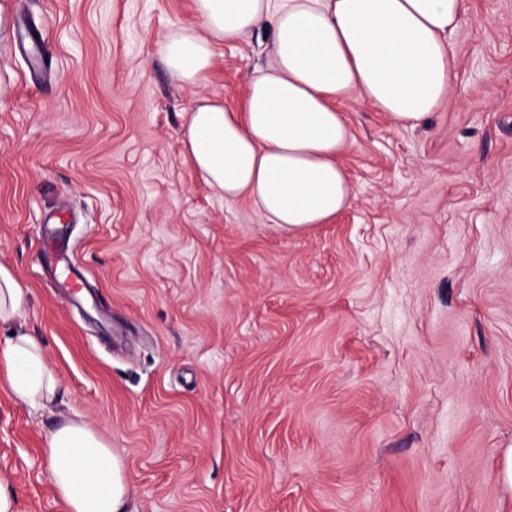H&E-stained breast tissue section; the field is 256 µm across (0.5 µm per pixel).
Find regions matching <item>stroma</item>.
<instances>
[{
  "instance_id": "stroma-1",
  "label": "stroma",
  "mask_w": 512,
  "mask_h": 512,
  "mask_svg": "<svg viewBox=\"0 0 512 512\" xmlns=\"http://www.w3.org/2000/svg\"><path fill=\"white\" fill-rule=\"evenodd\" d=\"M193 0H0V264L59 381L0 386L19 512H63L50 429L127 465V512H512V0H467L427 122L338 103L354 187L287 231L184 159L202 96L240 107L266 31L174 81L162 40ZM86 274L36 263L42 238Z\"/></svg>"
}]
</instances>
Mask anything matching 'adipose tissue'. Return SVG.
Segmentation results:
<instances>
[{
  "label": "adipose tissue",
  "instance_id": "1",
  "mask_svg": "<svg viewBox=\"0 0 512 512\" xmlns=\"http://www.w3.org/2000/svg\"><path fill=\"white\" fill-rule=\"evenodd\" d=\"M200 27L177 25L162 53L170 76L204 82L213 45L269 26L268 63L246 79L242 109L204 96L188 115L183 151L225 199L247 198L273 224L301 231L330 223L354 195L337 163L351 142L339 101L372 102L416 127L436 111L455 76L448 37L466 0H193ZM31 291L0 265V384L32 409L57 383L20 316ZM44 460L65 512H125L122 458L85 424L67 420L46 439Z\"/></svg>",
  "mask_w": 512,
  "mask_h": 512
}]
</instances>
